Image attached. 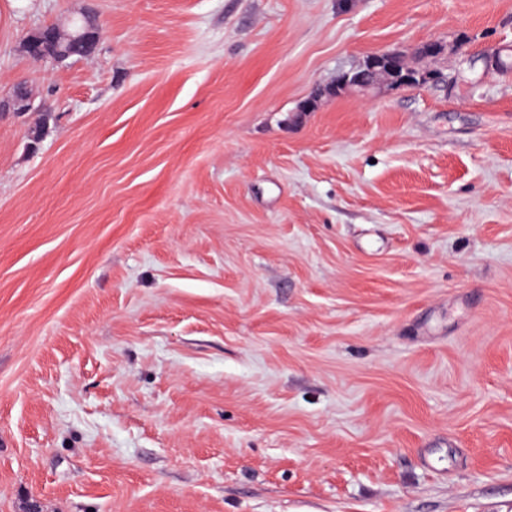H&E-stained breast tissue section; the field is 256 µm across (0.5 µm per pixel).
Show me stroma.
<instances>
[{
    "instance_id": "35a3bbf8",
    "label": "stroma",
    "mask_w": 512,
    "mask_h": 512,
    "mask_svg": "<svg viewBox=\"0 0 512 512\" xmlns=\"http://www.w3.org/2000/svg\"><path fill=\"white\" fill-rule=\"evenodd\" d=\"M433 40L512 0H0V512H512V72L334 89ZM83 44L85 45V52L80 57L90 55L96 48L99 40L100 28L95 19V22L85 29L78 19H74L67 28H62V35L60 39L61 47L68 53L75 51L79 44L78 35L83 32ZM59 29L44 26L27 35L22 41V52L31 59H50L56 62L75 56L65 55L59 47ZM382 53L384 52L371 53L366 56L360 66L339 72L337 81L343 85L344 89L368 93L384 82L397 87L404 84L420 86L434 82L437 79L436 73L432 70L425 69L422 73L417 74L410 66L405 67L404 74L392 79L386 72L380 73L377 70ZM33 99L26 82H19L6 100L0 98V112H30Z\"/></svg>"
}]
</instances>
